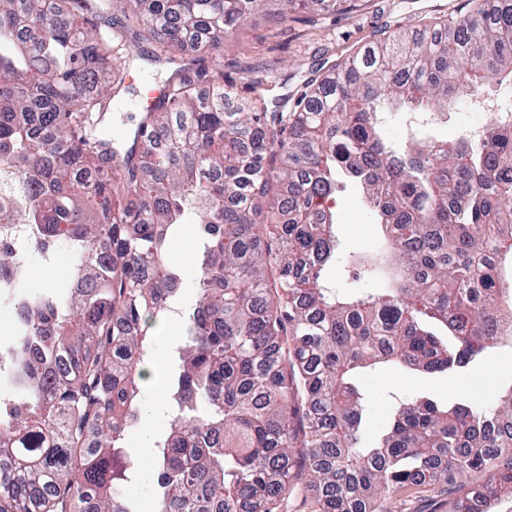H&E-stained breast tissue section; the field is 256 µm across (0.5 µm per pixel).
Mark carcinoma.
Listing matches in <instances>:
<instances>
[{
    "label": "carcinoma",
    "mask_w": 512,
    "mask_h": 512,
    "mask_svg": "<svg viewBox=\"0 0 512 512\" xmlns=\"http://www.w3.org/2000/svg\"><path fill=\"white\" fill-rule=\"evenodd\" d=\"M0 0V226L32 225L73 256L55 288L22 287L31 262L0 242V297L16 326L19 396L0 401V512H288L303 487L315 512H379L410 486H456L454 512L512 495V384L490 402L398 403L365 444L369 397L353 382L384 365L465 371L512 349V123L479 139L395 146L379 114L445 112L495 84L512 91V0L374 42L288 112L234 103L220 78L177 70L123 136L107 137L118 69L160 61L84 13L92 0ZM160 51L255 16L343 0H123ZM356 180L383 238L359 256L373 287L340 291L330 197ZM197 233L194 296L173 348L167 430L142 473L121 450L142 404L145 312L181 294L166 255Z\"/></svg>",
    "instance_id": "cac0c4a2"
}]
</instances>
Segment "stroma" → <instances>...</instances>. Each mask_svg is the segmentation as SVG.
<instances>
[{"mask_svg":"<svg viewBox=\"0 0 512 512\" xmlns=\"http://www.w3.org/2000/svg\"><path fill=\"white\" fill-rule=\"evenodd\" d=\"M100 29L120 37L126 44L154 51L157 37L143 35L120 0H100ZM469 0H345L341 11L308 10L287 18H251L235 33L226 35L221 49L200 56L186 53V61L197 62L208 74L223 75L224 86L238 101L264 99L285 110L297 99L303 85L333 70L365 43H373L400 30L418 28L425 21L463 13ZM336 234L345 252H360L372 246L379 233L373 224L363 194L347 187L336 195ZM141 328L154 339L150 375L143 383L144 412L138 428L125 440L128 454L150 466V442L166 425L162 376L168 366L169 349L178 339L181 322L177 314L144 315ZM359 383L370 396L366 415L368 439L384 431L391 394L406 398L432 397L443 405L470 398L491 400L497 387L512 381V353L487 355L469 372L425 375L386 367L359 374ZM454 494L447 485L407 487L384 501L385 512H452Z\"/></svg>","mask_w":512,"mask_h":512,"instance_id":"35a3bbf8","label":"stroma"}]
</instances>
